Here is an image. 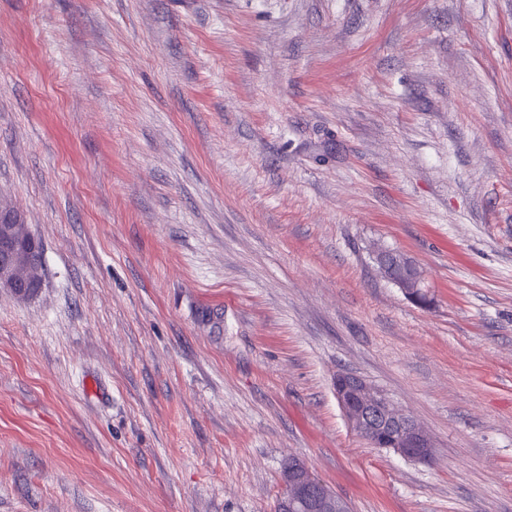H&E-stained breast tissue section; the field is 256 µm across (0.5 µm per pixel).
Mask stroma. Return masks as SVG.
<instances>
[{"mask_svg": "<svg viewBox=\"0 0 512 512\" xmlns=\"http://www.w3.org/2000/svg\"><path fill=\"white\" fill-rule=\"evenodd\" d=\"M1 209L0 512H512V0H0ZM4 216L8 217L1 211L0 227L3 228L4 224H12L8 230L12 243L0 251V288L22 298L25 295V288L37 283L34 277L39 273V265L41 270L43 269L44 261L39 264L33 256L35 250L30 248L32 241L27 225L10 218L7 220ZM17 225H22L27 229L25 234L17 235L15 233ZM375 260L381 274L409 299L422 304L421 297H428L422 273L407 254L399 250L380 248L375 254ZM335 396L350 429L375 447L384 448L416 462L433 459L435 443L420 422L398 407L382 389L351 373L337 374ZM275 512H351L349 503L317 479L309 466L288 458L282 469Z\"/></svg>", "mask_w": 512, "mask_h": 512, "instance_id": "1", "label": "stroma"}]
</instances>
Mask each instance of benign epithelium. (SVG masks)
<instances>
[{
  "label": "benign epithelium",
  "instance_id": "benign-epithelium-1",
  "mask_svg": "<svg viewBox=\"0 0 512 512\" xmlns=\"http://www.w3.org/2000/svg\"><path fill=\"white\" fill-rule=\"evenodd\" d=\"M7 223L11 243L0 251V288L22 298L25 288L36 284L39 262L31 248L30 232L16 234L19 221L7 220L0 213V224ZM375 260L381 274L409 299L419 303L427 295L422 273L407 254L380 248ZM335 396L348 426L361 439L375 447L387 440L390 450L411 461L428 463L433 459V439L384 390L354 374L340 373ZM275 512H351V508L344 498L317 479L305 462L290 458L282 469Z\"/></svg>",
  "mask_w": 512,
  "mask_h": 512
}]
</instances>
